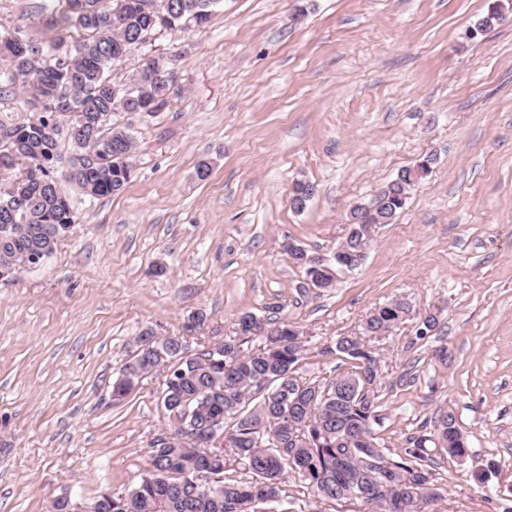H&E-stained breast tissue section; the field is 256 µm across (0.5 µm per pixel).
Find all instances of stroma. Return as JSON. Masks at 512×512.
I'll return each mask as SVG.
<instances>
[{"label":"stroma","instance_id":"stroma-1","mask_svg":"<svg viewBox=\"0 0 512 512\" xmlns=\"http://www.w3.org/2000/svg\"><path fill=\"white\" fill-rule=\"evenodd\" d=\"M493 2L220 0L205 26L129 52L117 82L150 55L177 77L155 116L113 117L139 144L130 183L74 195L54 254L0 282V512L138 481L166 430L162 377L119 402L112 383L142 329L195 350L231 335L239 312H274L302 331L312 378L337 364L324 345L395 298L412 312L380 351L381 437L400 451L451 413L469 455L437 468V512H512V20L469 35ZM55 4L0 0V28L48 40ZM428 157L362 263L305 287L286 242L332 257L350 207ZM297 180L316 188L301 212ZM199 309L206 322L185 334ZM431 311L438 326L416 340Z\"/></svg>","mask_w":512,"mask_h":512}]
</instances>
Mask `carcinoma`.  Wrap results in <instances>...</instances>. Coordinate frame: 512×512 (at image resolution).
I'll use <instances>...</instances> for the list:
<instances>
[{"label":"carcinoma","mask_w":512,"mask_h":512,"mask_svg":"<svg viewBox=\"0 0 512 512\" xmlns=\"http://www.w3.org/2000/svg\"><path fill=\"white\" fill-rule=\"evenodd\" d=\"M148 2L58 0L49 19L55 36L46 42L20 28L0 31V89H18L34 112L25 122L0 123V170H20L0 192V282L28 269L30 254L54 253L74 224L69 189L102 199L131 181L136 138L130 127L111 122L112 113L159 112L172 78L166 65L145 62L121 88L112 68L152 31L205 24L221 0H169L161 14ZM508 13L497 4L473 30L484 33ZM429 172L418 164L399 170L382 189L378 213L359 214L357 223H395L411 188ZM288 254L305 273L306 288L329 287L341 270L304 249ZM389 333L385 310L374 309L360 334L323 348L341 364L312 381L297 373L300 331L277 317L239 313L235 335L199 359L182 355L180 337L143 331L112 397L121 400L164 371L170 432L154 442L144 476L87 503L90 512H257L264 505L288 512L281 505L290 473L325 503L352 504L357 512H426L439 497L435 468L467 456L469 445L443 414L430 434L408 437L395 455L386 452L376 429L383 372L373 342ZM230 470L241 476L226 475Z\"/></svg>","instance_id":"1"}]
</instances>
